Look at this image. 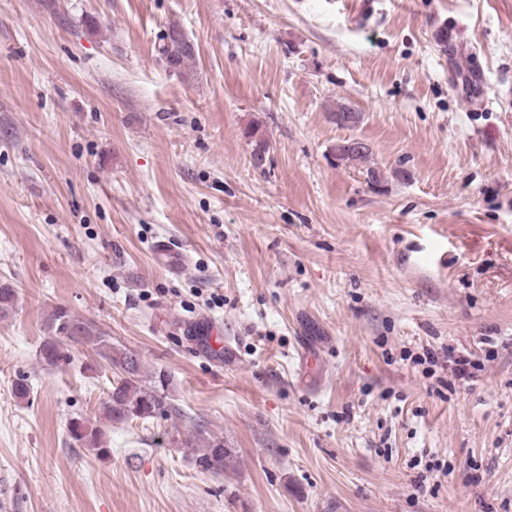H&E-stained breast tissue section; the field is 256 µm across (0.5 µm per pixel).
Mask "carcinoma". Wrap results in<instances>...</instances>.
I'll return each instance as SVG.
<instances>
[{"label":"carcinoma","instance_id":"carcinoma-1","mask_svg":"<svg viewBox=\"0 0 512 512\" xmlns=\"http://www.w3.org/2000/svg\"><path fill=\"white\" fill-rule=\"evenodd\" d=\"M181 32L178 24H170L164 33L168 41L158 49L163 61L177 72L185 69L195 57L194 45L175 38ZM17 301L16 289L1 282L0 318L8 317L15 310ZM44 333L39 358L46 364L55 366L66 363L70 359L68 346L85 345L91 347L98 358L113 370L116 378L101 406L105 420L123 422L136 418L145 421L168 417L176 412L165 395L167 375L159 371L155 373L153 385L143 384L140 358L113 343L112 337L93 322L77 316L66 307L56 306L44 320ZM68 431L71 438L83 447L95 450L100 455L107 454V449L103 448L104 433L98 423L74 417L69 421ZM182 445L194 453L198 466L204 471L217 474L224 471L230 457L223 440L217 437L206 438L200 430L186 436Z\"/></svg>","mask_w":512,"mask_h":512}]
</instances>
